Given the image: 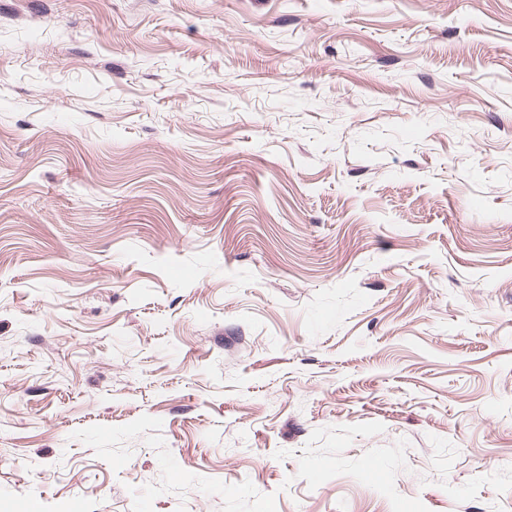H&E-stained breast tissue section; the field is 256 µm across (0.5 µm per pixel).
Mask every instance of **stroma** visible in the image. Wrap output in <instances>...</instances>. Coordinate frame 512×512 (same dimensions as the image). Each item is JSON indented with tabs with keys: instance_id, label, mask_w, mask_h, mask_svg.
I'll return each instance as SVG.
<instances>
[{
	"instance_id": "35a3bbf8",
	"label": "stroma",
	"mask_w": 512,
	"mask_h": 512,
	"mask_svg": "<svg viewBox=\"0 0 512 512\" xmlns=\"http://www.w3.org/2000/svg\"><path fill=\"white\" fill-rule=\"evenodd\" d=\"M0 512H512V0H0Z\"/></svg>"
}]
</instances>
